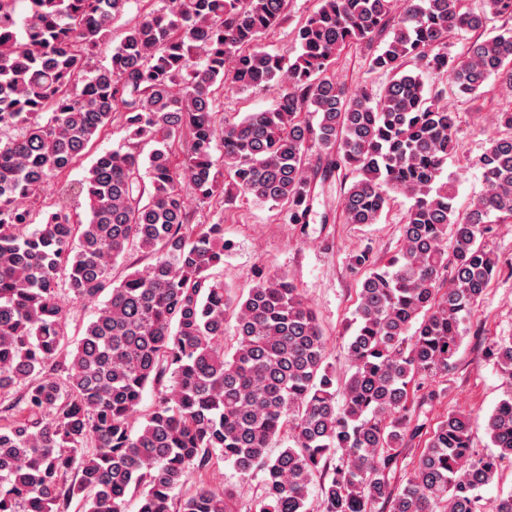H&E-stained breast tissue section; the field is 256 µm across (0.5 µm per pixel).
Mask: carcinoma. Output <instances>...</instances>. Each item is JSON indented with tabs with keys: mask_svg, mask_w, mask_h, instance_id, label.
<instances>
[{
	"mask_svg": "<svg viewBox=\"0 0 512 512\" xmlns=\"http://www.w3.org/2000/svg\"><path fill=\"white\" fill-rule=\"evenodd\" d=\"M19 2L0 0V512H67L75 499L82 512H126L132 490L137 512H236L230 486L201 481L174 500L216 455L261 473L255 512H314L317 478L320 512H512V493L482 495L512 462V336L485 346L508 385L484 422L493 450L474 448L478 417L455 410L401 466L423 433L415 398L440 394L418 395L422 379L448 373L499 271L485 237L512 223V137L490 140L484 190L457 210L445 174L454 120L423 74L473 99L493 78L512 97V0L478 12L463 0H319L292 58L262 46L288 0H165L96 68L89 59L130 0H28L23 18ZM496 21L501 33L462 57L441 51L450 33ZM353 43L372 49L368 70L390 75L377 94L331 75ZM216 84L282 91L220 127ZM119 107L125 145L99 153L80 182L88 222L60 204L33 225L25 202ZM339 170L357 174L339 202L348 224L376 223L393 193L411 201L395 256L353 257L366 273L341 379L290 277H261L241 297L215 278L224 225L194 230L184 194L220 197L227 174L302 224L317 180ZM131 250L152 262L115 278ZM63 293L95 307L78 340ZM149 387L156 403L135 431Z\"/></svg>",
	"mask_w": 512,
	"mask_h": 512,
	"instance_id": "cac0c4a2",
	"label": "carcinoma"
}]
</instances>
